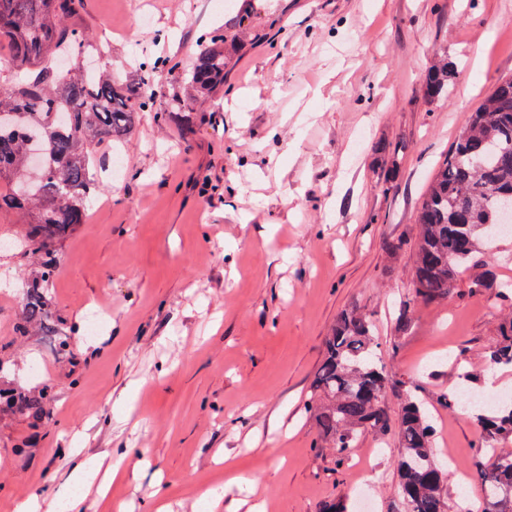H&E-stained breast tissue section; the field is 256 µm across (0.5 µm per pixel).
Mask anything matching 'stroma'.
I'll use <instances>...</instances> for the list:
<instances>
[{"label": "stroma", "instance_id": "1", "mask_svg": "<svg viewBox=\"0 0 512 512\" xmlns=\"http://www.w3.org/2000/svg\"><path fill=\"white\" fill-rule=\"evenodd\" d=\"M228 2L82 0L78 25L109 48L100 65L131 81L139 59L165 58L164 93L202 35L241 13L265 38L245 41L195 104L192 132L147 112L131 141L101 146V190L52 285L79 328L74 364L53 337L30 354L13 343L19 260L0 250V357L28 356L55 393L50 417L0 421V512L30 498L62 512L59 489L116 461L106 496L83 485V512H321L333 498L404 512L398 422L411 387L434 416L438 458L469 474L448 477L449 512H480L479 429L438 398L467 369L474 391L512 389V367L487 360L511 310L469 290L487 270L512 283V236L423 305L410 288L414 216L469 111L512 75V0ZM440 53L454 78L432 99L424 77ZM352 308L371 315L393 382L386 435L364 431L341 458L317 447L304 405Z\"/></svg>", "mask_w": 512, "mask_h": 512}]
</instances>
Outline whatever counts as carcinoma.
Segmentation results:
<instances>
[{
  "mask_svg": "<svg viewBox=\"0 0 512 512\" xmlns=\"http://www.w3.org/2000/svg\"><path fill=\"white\" fill-rule=\"evenodd\" d=\"M80 0H0V47L10 56L11 80L0 79V211L14 217L23 243L18 278L22 300L13 322L15 340L32 347L56 339L57 355L72 358L71 329L57 318L51 291L59 250L87 222V200L97 188L95 157L102 142L123 143L144 112L192 130V100L160 99L157 60L132 82H116L104 71L84 69L90 42L72 19ZM239 37L213 33L199 45L188 83L207 94L224 80ZM448 58L428 73L431 98L448 95ZM512 210V77L501 79L473 109L430 181L417 211L412 293L429 304L446 299L460 275L501 235ZM477 291L512 288L493 279L471 282ZM489 361L512 365V320L501 327ZM17 359H0V415L42 416L52 390L35 394L9 381L24 369ZM390 378L377 356L374 324L356 310L343 311L326 341L306 403L319 445L344 456L368 429L387 431L382 399ZM480 441L475 466L488 470L481 512H512V451L499 444L512 438V404L477 406ZM397 472L406 512H448L447 473L434 453L431 416L414 394L400 416Z\"/></svg>",
  "mask_w": 512,
  "mask_h": 512,
  "instance_id": "obj_1",
  "label": "carcinoma"
}]
</instances>
